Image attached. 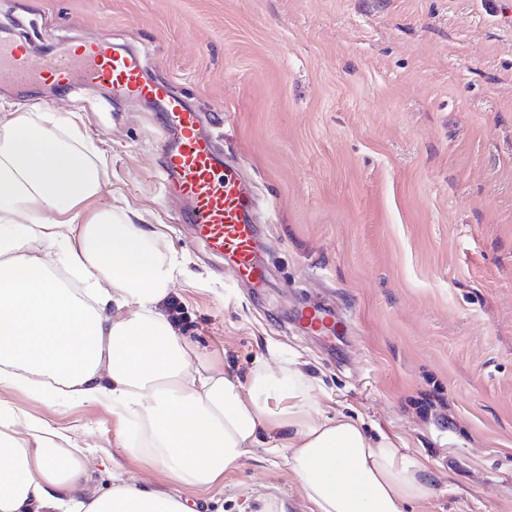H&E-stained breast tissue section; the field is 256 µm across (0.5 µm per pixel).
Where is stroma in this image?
<instances>
[{
    "label": "stroma",
    "mask_w": 512,
    "mask_h": 512,
    "mask_svg": "<svg viewBox=\"0 0 512 512\" xmlns=\"http://www.w3.org/2000/svg\"><path fill=\"white\" fill-rule=\"evenodd\" d=\"M32 68L85 42L141 53L246 176L266 283L236 281L164 191L157 117L134 100L83 112L42 85L0 102L67 118L184 270L182 334L228 375L295 360L322 417L397 437L432 494L406 512H512V0H0ZM344 321L335 343L299 307ZM24 411L94 448L100 484L163 473L126 458L104 405ZM119 467H112L111 459ZM195 512H313L281 456L254 449Z\"/></svg>",
    "instance_id": "35a3bbf8"
}]
</instances>
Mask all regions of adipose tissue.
Returning <instances> with one entry per match:
<instances>
[{"mask_svg": "<svg viewBox=\"0 0 512 512\" xmlns=\"http://www.w3.org/2000/svg\"><path fill=\"white\" fill-rule=\"evenodd\" d=\"M107 170L74 123L0 111V389L135 419L130 456L168 486L92 484L87 449L0 397V512H192L256 448H281L314 512H403L426 466L348 416L323 420L297 363L247 382L203 361L166 309L180 268L138 213L87 212Z\"/></svg>", "mask_w": 512, "mask_h": 512, "instance_id": "ef3b65f1", "label": "adipose tissue"}]
</instances>
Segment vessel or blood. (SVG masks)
Masks as SVG:
<instances>
[{
  "label": "vessel or blood",
  "mask_w": 512,
  "mask_h": 512,
  "mask_svg": "<svg viewBox=\"0 0 512 512\" xmlns=\"http://www.w3.org/2000/svg\"><path fill=\"white\" fill-rule=\"evenodd\" d=\"M144 70L141 54L106 42L83 45L52 67L64 91L104 88L110 99H136L157 112L168 196L182 202L184 222L212 252L229 260L236 279L262 284L263 273L253 259L258 218L251 193L215 140L200 133V114L168 85L146 81ZM41 78L25 50L1 36L0 88L25 90Z\"/></svg>",
  "instance_id": "vessel-or-blood-1"
}]
</instances>
